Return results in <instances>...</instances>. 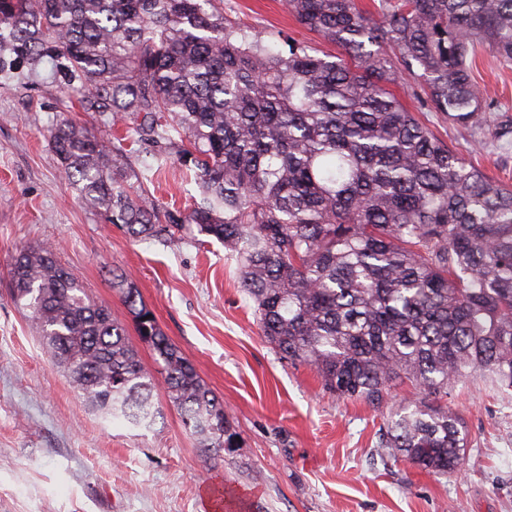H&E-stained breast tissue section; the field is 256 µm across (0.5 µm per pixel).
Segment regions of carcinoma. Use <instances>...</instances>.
<instances>
[{"label":"carcinoma","instance_id":"cac0c4a2","mask_svg":"<svg viewBox=\"0 0 512 512\" xmlns=\"http://www.w3.org/2000/svg\"><path fill=\"white\" fill-rule=\"evenodd\" d=\"M286 7L347 58L277 50L224 17V0H0V87L54 88L55 111L122 124L110 140L65 117L47 130L83 204L135 238L194 225L222 243L270 344L338 398L378 409L411 384L421 398L387 420L384 447L456 473L467 434L441 402L473 375L512 388V188L451 152L390 85L417 69L436 110L480 125L491 104L469 60L482 48L512 61V0H381L378 21L357 0ZM129 142L189 172L185 209L149 197L152 165L132 163ZM8 275L99 417L150 427L155 375L54 249L19 251ZM124 299L204 453L235 447L223 400L136 288Z\"/></svg>","mask_w":512,"mask_h":512}]
</instances>
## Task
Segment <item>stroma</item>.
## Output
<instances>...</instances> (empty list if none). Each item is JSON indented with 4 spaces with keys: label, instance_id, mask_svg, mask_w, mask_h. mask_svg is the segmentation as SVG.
<instances>
[{
    "label": "stroma",
    "instance_id": "35a3bbf8",
    "mask_svg": "<svg viewBox=\"0 0 512 512\" xmlns=\"http://www.w3.org/2000/svg\"><path fill=\"white\" fill-rule=\"evenodd\" d=\"M224 14L273 41L339 54L301 25L284 0H224ZM477 87L495 104L481 128L449 122L404 74L395 94L458 155L512 185V140L485 128L512 121V61L480 56ZM51 89H0V512H512V390L482 377L458 385L448 408L465 426L460 473L439 476L382 448L391 413L416 399L391 389L383 409L325 393L316 373L281 358L262 336L234 261L196 227L175 244L140 240L88 211L60 174L47 141L59 117ZM190 177L172 164L148 193L161 207L188 204ZM56 247L59 262L126 328L155 369L113 274L123 275L170 341L224 402L239 440L206 460L164 389L151 429L103 423L43 352L34 323L13 301L7 271L24 246Z\"/></svg>",
    "mask_w": 512,
    "mask_h": 512
}]
</instances>
